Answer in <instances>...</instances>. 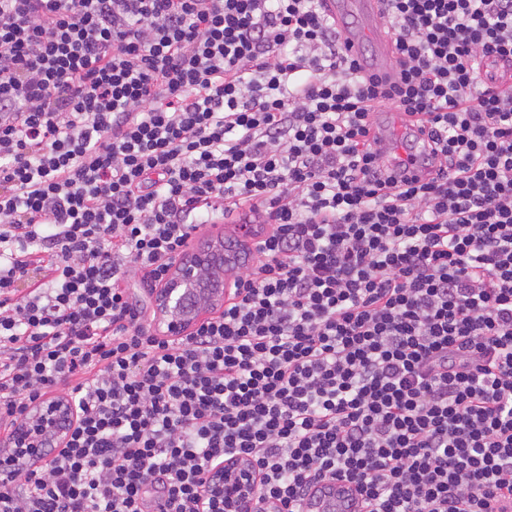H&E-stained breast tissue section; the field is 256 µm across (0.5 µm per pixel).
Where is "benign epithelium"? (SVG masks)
<instances>
[{"instance_id": "1", "label": "benign epithelium", "mask_w": 512, "mask_h": 512, "mask_svg": "<svg viewBox=\"0 0 512 512\" xmlns=\"http://www.w3.org/2000/svg\"><path fill=\"white\" fill-rule=\"evenodd\" d=\"M224 241L215 240L202 249H185L171 266L164 283L153 293L157 323L169 334L190 329L199 313L224 298ZM30 420L15 428L11 445L0 450V468L9 470L23 462L40 464L50 451L63 447L66 435L76 423V406L59 397L36 401ZM258 478L249 461L238 459L210 473L207 491L223 500L224 512H248L257 500ZM310 512H336V485L319 487L308 498Z\"/></svg>"}]
</instances>
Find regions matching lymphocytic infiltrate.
I'll list each match as a JSON object with an SVG mask.
<instances>
[{
	"mask_svg": "<svg viewBox=\"0 0 512 512\" xmlns=\"http://www.w3.org/2000/svg\"><path fill=\"white\" fill-rule=\"evenodd\" d=\"M394 83L322 0H0V440L48 395L52 460L0 512H223L252 460L282 512L327 482L361 512L512 499V0H382ZM425 124L397 178L372 116ZM244 209L221 309L159 332L188 240ZM258 478L249 461L216 466L210 473L207 491L216 500L223 499L224 512H247L257 500Z\"/></svg>",
	"mask_w": 512,
	"mask_h": 512,
	"instance_id": "f902f5d3",
	"label": "lymphocytic infiltrate"
}]
</instances>
